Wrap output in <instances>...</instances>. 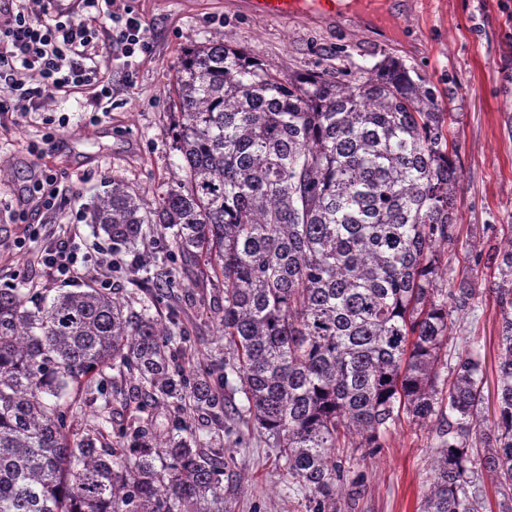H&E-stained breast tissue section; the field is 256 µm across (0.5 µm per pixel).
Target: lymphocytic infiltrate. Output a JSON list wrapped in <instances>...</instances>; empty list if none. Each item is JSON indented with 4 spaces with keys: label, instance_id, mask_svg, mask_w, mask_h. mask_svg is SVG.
Returning <instances> with one entry per match:
<instances>
[{
    "label": "lymphocytic infiltrate",
    "instance_id": "f902f5d3",
    "mask_svg": "<svg viewBox=\"0 0 512 512\" xmlns=\"http://www.w3.org/2000/svg\"><path fill=\"white\" fill-rule=\"evenodd\" d=\"M71 20L62 0H0V112H44L63 94L83 93L92 107L112 96V67L99 57V38L124 57L147 51L141 19L123 0H78ZM111 26L99 31L100 16Z\"/></svg>",
    "mask_w": 512,
    "mask_h": 512
}]
</instances>
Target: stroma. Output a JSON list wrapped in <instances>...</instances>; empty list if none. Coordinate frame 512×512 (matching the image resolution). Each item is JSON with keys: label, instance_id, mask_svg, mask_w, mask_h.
<instances>
[{"label": "stroma", "instance_id": "stroma-1", "mask_svg": "<svg viewBox=\"0 0 512 512\" xmlns=\"http://www.w3.org/2000/svg\"><path fill=\"white\" fill-rule=\"evenodd\" d=\"M144 22L148 52L136 53L112 78V100L95 112L85 97L55 102L50 112L0 116V289L53 297L87 282L67 281L41 262L57 240L86 250L100 241L85 211L111 181L120 180L153 201L181 178L172 148L176 61L185 50L223 36L248 50L281 77L317 67L355 73L385 59L402 60L411 75L436 86L455 112L460 143L458 239L446 252L449 276L456 255L487 257L503 248L502 227L512 224V0H404L396 33L362 26L350 17L320 23L306 17L265 20L243 0H129ZM52 182L57 197L41 212L30 193ZM152 274L172 277L169 305L151 308L184 331L186 355L197 370L224 361L219 325L224 293L202 262L180 255L172 234H148L143 246ZM474 294L449 348L495 338L499 314L489 269L475 267ZM238 425L223 435L232 462L224 476L230 512H300L302 495L284 480L275 449L262 437L239 439ZM438 423L402 425L379 448L359 449L350 479L336 498L337 512H417L433 477Z\"/></svg>", "mask_w": 512, "mask_h": 512}]
</instances>
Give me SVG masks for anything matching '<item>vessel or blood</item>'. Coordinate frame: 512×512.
<instances>
[{
  "instance_id": "b4317fda",
  "label": "vessel or blood",
  "mask_w": 512,
  "mask_h": 512,
  "mask_svg": "<svg viewBox=\"0 0 512 512\" xmlns=\"http://www.w3.org/2000/svg\"><path fill=\"white\" fill-rule=\"evenodd\" d=\"M247 4L251 14L264 18L333 17L348 8L365 22L382 11L384 0H247Z\"/></svg>"
}]
</instances>
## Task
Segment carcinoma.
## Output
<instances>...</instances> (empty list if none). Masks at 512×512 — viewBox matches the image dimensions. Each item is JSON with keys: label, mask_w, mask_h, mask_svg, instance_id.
Listing matches in <instances>:
<instances>
[{"label": "carcinoma", "mask_w": 512, "mask_h": 512, "mask_svg": "<svg viewBox=\"0 0 512 512\" xmlns=\"http://www.w3.org/2000/svg\"><path fill=\"white\" fill-rule=\"evenodd\" d=\"M175 95L182 180L152 207L114 180L89 219L130 273L147 271L145 224L203 261L224 290L223 367L187 371L184 336L92 283L49 301L0 290V512H224L229 450L176 415L158 431L154 410L185 401L212 433L265 435L307 512H336L353 462L340 449L380 448L404 418L447 436L420 512H486L483 469L512 512V236L487 258L493 428L480 419L486 344L468 342L439 384L473 288L441 275L461 173L436 90L394 59L285 80L219 36L179 58ZM142 282L156 302L172 287ZM111 390L137 411L108 443Z\"/></svg>", "instance_id": "cac0c4a2"}]
</instances>
